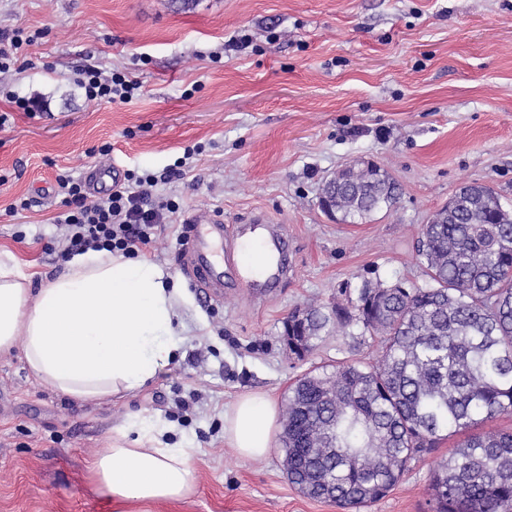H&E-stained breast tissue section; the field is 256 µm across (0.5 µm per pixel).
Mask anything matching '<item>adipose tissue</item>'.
I'll use <instances>...</instances> for the list:
<instances>
[{
  "label": "adipose tissue",
  "mask_w": 512,
  "mask_h": 512,
  "mask_svg": "<svg viewBox=\"0 0 512 512\" xmlns=\"http://www.w3.org/2000/svg\"><path fill=\"white\" fill-rule=\"evenodd\" d=\"M189 296L145 258L90 252L33 288L16 256L0 250V353L20 349L45 387L84 403L133 394L169 366ZM278 410L264 393L239 397L224 415V439L239 456L262 459ZM192 448L170 441L161 421L131 420L96 455L91 479L119 505L185 499L193 487Z\"/></svg>",
  "instance_id": "ef3b65f1"
}]
</instances>
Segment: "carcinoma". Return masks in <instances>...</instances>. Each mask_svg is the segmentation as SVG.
<instances>
[{"instance_id":"1","label":"carcinoma","mask_w":512,"mask_h":512,"mask_svg":"<svg viewBox=\"0 0 512 512\" xmlns=\"http://www.w3.org/2000/svg\"><path fill=\"white\" fill-rule=\"evenodd\" d=\"M337 220L390 210L399 187L354 163L327 191ZM423 225L426 283H364L351 309L308 306L288 316L302 360L332 322L380 345L369 362L315 366L289 387L281 437L288 481L344 512L385 496L408 463L461 435L433 473L435 512H512V428L473 433L512 415V209L488 186L459 188Z\"/></svg>"}]
</instances>
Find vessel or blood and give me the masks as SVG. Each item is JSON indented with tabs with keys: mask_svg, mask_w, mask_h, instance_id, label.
Masks as SVG:
<instances>
[{
	"mask_svg": "<svg viewBox=\"0 0 512 512\" xmlns=\"http://www.w3.org/2000/svg\"><path fill=\"white\" fill-rule=\"evenodd\" d=\"M119 167H94L85 172L89 193L95 194L115 187ZM262 225L266 234L261 252L249 254L245 243L254 226ZM288 235L284 224L270 223L264 214H256L236 238L226 237L224 221L212 213H195L188 219L186 239L181 249V265L200 295L206 299L223 298L224 286L238 284L244 290L263 288L281 275L286 266L283 243Z\"/></svg>",
	"mask_w": 512,
	"mask_h": 512,
	"instance_id": "vessel-or-blood-1",
	"label": "vessel or blood"
}]
</instances>
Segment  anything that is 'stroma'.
Listing matches in <instances>:
<instances>
[{
	"instance_id": "obj_1",
	"label": "stroma",
	"mask_w": 512,
	"mask_h": 512,
	"mask_svg": "<svg viewBox=\"0 0 512 512\" xmlns=\"http://www.w3.org/2000/svg\"><path fill=\"white\" fill-rule=\"evenodd\" d=\"M36 33L23 69L0 74V250L34 285L65 270L53 248L61 175L118 164L161 175L193 148L184 176L158 183L179 222L149 260L184 273L181 219L208 210L225 226L257 212L288 227V279L258 300L190 291L175 360L139 393L75 403L0 354V512H119L91 482V458L131 418L165 421L194 450V492L149 512H341L288 481L280 439L260 460L224 442V413L249 392L285 405L317 365L375 358L356 326L299 361L283 341L296 309L346 304L364 282L424 285L423 224L462 186L512 203V0H0V30ZM125 73L131 101H88L81 69ZM28 100L13 110L7 93ZM108 155H100L102 145ZM385 169L402 195L358 224L327 216L323 182L357 161ZM29 209L15 211L21 199ZM457 437L412 460L361 512H434L431 479Z\"/></svg>"
}]
</instances>
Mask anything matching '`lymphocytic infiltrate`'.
Listing matches in <instances>:
<instances>
[{
    "label": "lymphocytic infiltrate",
    "mask_w": 512,
    "mask_h": 512,
    "mask_svg": "<svg viewBox=\"0 0 512 512\" xmlns=\"http://www.w3.org/2000/svg\"><path fill=\"white\" fill-rule=\"evenodd\" d=\"M87 100L94 103H125L138 89L137 81L116 72L103 77L95 68L82 70L79 80ZM158 177L137 178L135 189L118 188L89 201L82 179L66 175L57 180L64 196L65 212L58 215L66 235L58 250L61 260L87 251L135 255L151 249L158 227L169 223L179 210L174 201L153 203L151 189Z\"/></svg>",
    "instance_id": "lymphocytic-infiltrate-1"
}]
</instances>
